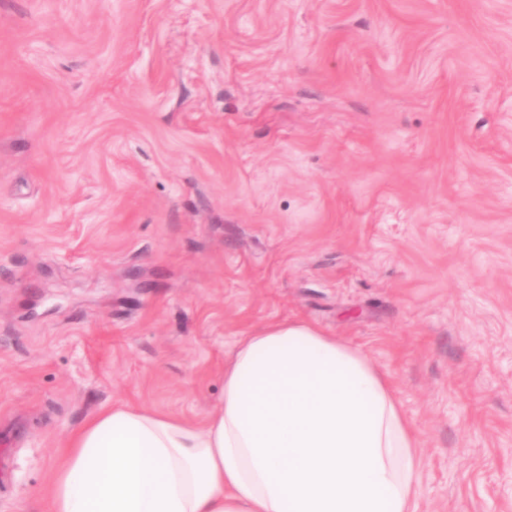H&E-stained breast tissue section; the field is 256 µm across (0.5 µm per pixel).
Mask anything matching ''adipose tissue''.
<instances>
[{
  "instance_id": "ef3b65f1",
  "label": "adipose tissue",
  "mask_w": 512,
  "mask_h": 512,
  "mask_svg": "<svg viewBox=\"0 0 512 512\" xmlns=\"http://www.w3.org/2000/svg\"><path fill=\"white\" fill-rule=\"evenodd\" d=\"M419 448L361 350L277 320L225 361L204 425L117 406L75 431L45 512H417Z\"/></svg>"
}]
</instances>
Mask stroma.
I'll list each match as a JSON object with an SVG mask.
<instances>
[{
	"label": "stroma",
	"mask_w": 512,
	"mask_h": 512,
	"mask_svg": "<svg viewBox=\"0 0 512 512\" xmlns=\"http://www.w3.org/2000/svg\"><path fill=\"white\" fill-rule=\"evenodd\" d=\"M288 318L387 374L418 512H512V0H0V512Z\"/></svg>",
	"instance_id": "35a3bbf8"
}]
</instances>
